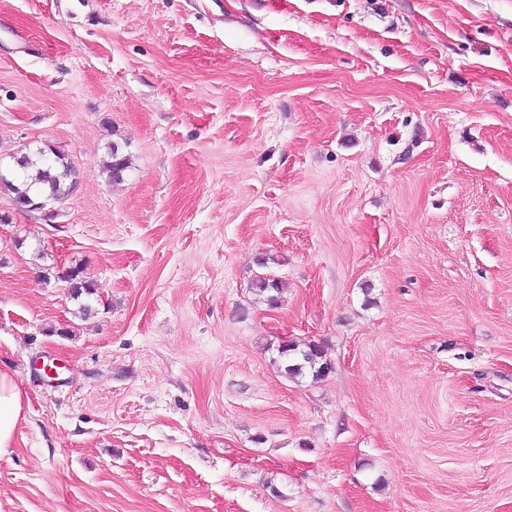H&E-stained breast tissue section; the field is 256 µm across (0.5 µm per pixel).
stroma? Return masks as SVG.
<instances>
[{
    "instance_id": "obj_1",
    "label": "stroma",
    "mask_w": 512,
    "mask_h": 512,
    "mask_svg": "<svg viewBox=\"0 0 512 512\" xmlns=\"http://www.w3.org/2000/svg\"><path fill=\"white\" fill-rule=\"evenodd\" d=\"M36 147L77 187L0 193V512H512V0H0ZM131 160L116 145H112L107 153V160L104 162V170L109 180L114 183L123 182L130 168ZM61 280L69 283L71 293L77 298L81 295L91 296L96 294L97 286L95 283L85 280L83 270L80 267H71L59 276ZM280 282L270 272H262L255 275L252 282L253 293L259 297V301L265 302L274 308L279 304ZM277 353L287 376L299 377L308 373L319 379L326 375L323 352L316 343L300 344L293 340H285L278 345ZM28 403L16 374L0 368V459L13 454L16 431L25 419Z\"/></svg>"
}]
</instances>
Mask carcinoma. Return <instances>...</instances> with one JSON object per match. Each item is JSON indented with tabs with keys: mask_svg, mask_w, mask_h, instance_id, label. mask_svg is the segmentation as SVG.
Returning a JSON list of instances; mask_svg holds the SVG:
<instances>
[{
	"mask_svg": "<svg viewBox=\"0 0 512 512\" xmlns=\"http://www.w3.org/2000/svg\"><path fill=\"white\" fill-rule=\"evenodd\" d=\"M131 160L116 145L107 153L104 162V170L109 180L114 183L124 181ZM74 173L71 161L62 153L53 149L24 154V159L18 166V173L9 182L0 184V190L4 189L15 197H27L35 201L42 199L44 195H56L68 197L74 190L76 180L66 184L60 179L59 170ZM60 279L69 283L71 293L79 297L96 294L97 286L83 276V270L79 267H71L62 273ZM253 293L259 297V301L274 308L279 304V281L269 272L255 275L252 282ZM277 353L284 367V372L290 377H299L306 373L319 379L326 375V362L320 346L313 342L298 343L286 340L278 345Z\"/></svg>",
	"mask_w": 512,
	"mask_h": 512,
	"instance_id": "cac0c4a2",
	"label": "carcinoma"
}]
</instances>
